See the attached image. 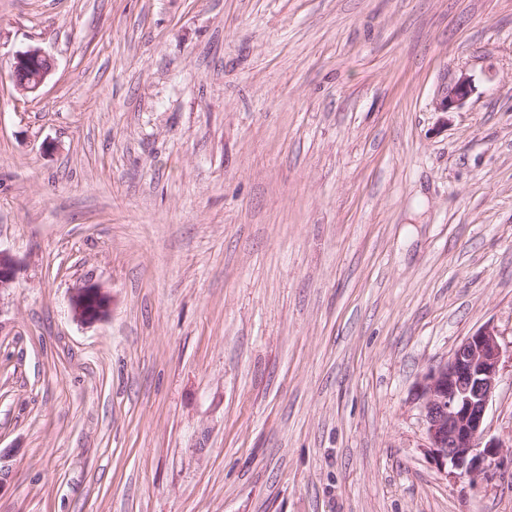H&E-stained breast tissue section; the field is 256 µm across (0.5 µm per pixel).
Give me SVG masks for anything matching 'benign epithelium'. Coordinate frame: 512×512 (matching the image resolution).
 Segmentation results:
<instances>
[{
	"instance_id": "obj_1",
	"label": "benign epithelium",
	"mask_w": 512,
	"mask_h": 512,
	"mask_svg": "<svg viewBox=\"0 0 512 512\" xmlns=\"http://www.w3.org/2000/svg\"><path fill=\"white\" fill-rule=\"evenodd\" d=\"M55 69V60L40 46L17 51L11 63L14 89L25 96L34 94ZM473 90L471 76L461 74L442 89L436 111H455ZM18 271L15 258L0 250V289L9 287ZM69 305L77 322L94 324L109 317L112 296L101 286L88 283L71 292ZM502 358L497 331L485 326L466 337L447 361L428 369L416 384L427 440L424 454L438 471L451 478L475 481L502 448L499 440L487 438L485 426Z\"/></svg>"
}]
</instances>
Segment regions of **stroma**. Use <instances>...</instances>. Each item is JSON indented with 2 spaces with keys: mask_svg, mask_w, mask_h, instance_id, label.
<instances>
[{
  "mask_svg": "<svg viewBox=\"0 0 512 512\" xmlns=\"http://www.w3.org/2000/svg\"><path fill=\"white\" fill-rule=\"evenodd\" d=\"M0 249V512H512V362L476 481L416 398L512 349V0H0ZM55 69V60L40 46L30 45L17 51L11 63L14 89L25 96L34 94ZM474 90L473 79L463 73L451 85L443 88L436 101L437 112L448 114L464 105ZM72 317L82 324L106 320L112 310V296L101 286L85 284L73 290L69 298Z\"/></svg>",
  "mask_w": 512,
  "mask_h": 512,
  "instance_id": "1",
  "label": "stroma"
}]
</instances>
